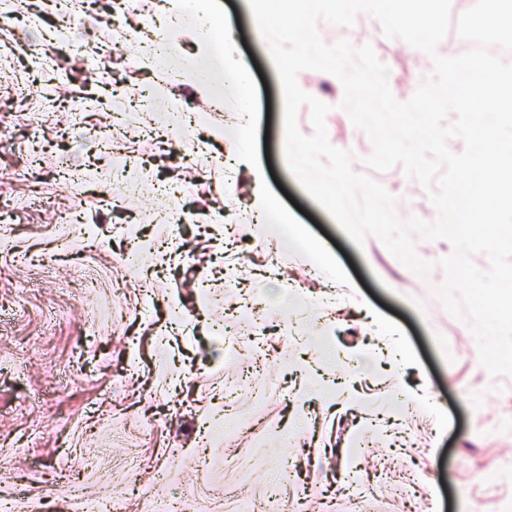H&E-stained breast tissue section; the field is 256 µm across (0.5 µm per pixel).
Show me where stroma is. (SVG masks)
<instances>
[{
    "label": "stroma",
    "instance_id": "obj_1",
    "mask_svg": "<svg viewBox=\"0 0 512 512\" xmlns=\"http://www.w3.org/2000/svg\"><path fill=\"white\" fill-rule=\"evenodd\" d=\"M213 4L229 18L225 50L250 65L251 97L221 79L207 92L181 79L200 62L183 16L170 90L207 114L187 130L206 148L202 166L180 157L139 105L161 74L130 64L151 37L137 13L123 23L130 39L89 62V84L75 78L56 0H45L42 31H19L0 56V207L29 192L8 181L13 170H28L42 192L0 223V457L9 461L0 498L62 512L123 496L126 512H140L129 491L142 487L181 498L185 512H242L248 501L263 512L275 496L302 512H502L512 501V376L489 374L469 325L435 294L451 243L415 237L432 265L421 278L378 238L359 246L347 236L285 165L284 97L247 0ZM319 33L329 45H371L398 101L433 71L429 55L386 37L366 13L349 26L320 22ZM298 84L330 105V144L387 190L400 218L437 220L402 165H366L372 142L341 109L337 78L305 70ZM49 95L133 102L119 116L89 113L88 126L115 130L99 164L180 185L178 198L121 201L98 187L81 200L87 223L62 233L54 210L73 199L55 171L82 169L88 157L61 137L69 113L41 122ZM244 121L250 137L227 165L210 131ZM254 164L270 173L266 189L288 225L279 245L249 210ZM173 205L195 210V223L174 232L157 222ZM131 248L148 261L114 267L113 255ZM254 303L264 308L258 321L246 312ZM228 389L254 430L242 441L201 436V418L223 409ZM358 450L375 488L355 505L341 487Z\"/></svg>",
    "mask_w": 512,
    "mask_h": 512
}]
</instances>
